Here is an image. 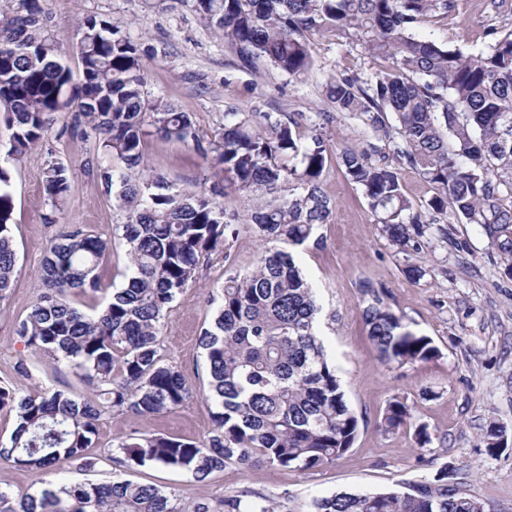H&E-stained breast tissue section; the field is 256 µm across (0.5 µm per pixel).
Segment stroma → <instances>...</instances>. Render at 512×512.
Returning <instances> with one entry per match:
<instances>
[{"label": "stroma", "instance_id": "obj_1", "mask_svg": "<svg viewBox=\"0 0 512 512\" xmlns=\"http://www.w3.org/2000/svg\"><path fill=\"white\" fill-rule=\"evenodd\" d=\"M46 31L53 35L58 55L78 70L75 33L88 15L122 26L145 54V98L163 99L189 113L204 138L224 125V112H281L301 117L303 128L322 125L329 159L321 178L323 192L335 211L318 233L321 248L299 251L297 261L314 283L323 309L335 313V330L326 350L336 366L345 398L360 421L354 446L322 467L295 471L270 465L243 469L231 464L200 481L191 474L148 464L123 472V479L153 484L176 492L186 502H215L243 490L274 500L276 512H310L313 498L335 492H379L433 479L442 464L465 476V488L480 497L489 512H512V449L489 455L480 445L488 417L512 424V279L503 276L497 253L478 225L451 223L447 244L431 241L413 256L398 253L383 235L361 190L344 174L339 155L346 145L372 140L371 130L347 113L327 110L325 85L337 73L372 78L385 69L384 59L366 54L359 45L329 33L311 36L313 68L291 77L267 64L242 65L223 36L211 29L195 0H39ZM512 30V0L492 7L490 0H456L454 12L434 20L425 32L447 40L467 53L484 48L490 29ZM327 119H320V112ZM72 115L56 114L48 135L21 161L10 164L15 209L11 233L18 254V274L7 298L0 302V386L33 392L51 385L77 398L92 391L64 367H53L36 347L20 338L15 326L30 311L41 288L40 274L52 229L43 222L49 206L40 174L51 163L64 164L70 191L61 223L95 229L113 245L99 273L105 284L121 287L128 273L126 248L117 228L122 217L114 209L87 163L96 159L94 141L70 133ZM148 168L178 187L195 191L215 179L202 159L182 144L157 136L144 144ZM263 247L254 234L242 233L230 257L211 256L201 265L196 283L172 303L159 336L160 353L181 370L189 397L171 412L148 416L102 415L99 438L86 449L95 460L91 469L65 464L41 478L33 472L0 462V487L16 494L36 493L44 481L83 483L111 480L102 457L122 435L137 431L197 441L212 426L211 410L203 400L207 382L199 338L209 321L208 300L224 281V261L251 270ZM426 270L409 279L407 263ZM385 288L393 310L432 338L439 354L412 364H386L367 338L362 319L361 280ZM25 362L29 377L17 372ZM399 398L417 422L428 425L432 442L418 448L412 430L386 434L377 421L387 402Z\"/></svg>", "mask_w": 512, "mask_h": 512}]
</instances>
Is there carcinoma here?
I'll use <instances>...</instances> for the list:
<instances>
[{
    "label": "carcinoma",
    "instance_id": "1",
    "mask_svg": "<svg viewBox=\"0 0 512 512\" xmlns=\"http://www.w3.org/2000/svg\"><path fill=\"white\" fill-rule=\"evenodd\" d=\"M208 26L224 36L247 65L263 61L298 77L312 65L308 36L331 32L361 45L390 65L366 82L352 73L332 76L326 99L337 112L359 115L393 144L394 159L416 169L434 189L423 211H412L398 169L372 161L378 147L350 146L345 174L362 191L383 233L400 252L422 249L427 233L448 243L438 217L476 224L512 279V32L476 55L417 29L446 19L455 0H196ZM79 77L58 58L45 34L39 0L0 17V112L12 129L0 164V301L16 275L10 224L14 200L7 164L20 161L48 133L54 116L74 110L71 131L91 133L100 162L91 167L124 217L117 225L130 275L100 309L73 302L102 288L98 272L108 240L85 227L61 224L70 189L67 168L48 165L41 184L51 207L44 223L56 227L41 272V289L17 335L63 364L94 397L78 400L45 386L21 395L0 386V410L15 412L0 459L37 474L69 462L92 468L85 450L98 436L102 414L143 416L172 411L188 397L177 366L163 361L158 336L170 304L196 281L202 260L224 255V284L201 344L208 380L205 401L213 429L196 442L130 433L104 457L117 472L155 464L204 480L235 462L312 470L354 445L359 418L344 398L319 332L314 288L294 253L318 248L333 202L320 178L328 147L319 133L304 137L285 113H224L214 139L200 137L190 114L143 96V52L119 26L86 17L76 30ZM157 135L194 150L251 201V223L224 211L218 186L186 191L146 171L143 145ZM266 244L255 267L229 262L241 231ZM362 318L380 360L404 365L435 358L433 340L411 328L370 280L359 285ZM395 434L414 428L419 447L432 442L425 424L391 399L377 421ZM509 426L490 417L481 442L494 455L507 446ZM5 512H274L250 491L215 504L189 507L156 485L128 480L60 483L17 497ZM312 512H487L466 492L457 469L442 466L430 481L404 490L339 492L313 500Z\"/></svg>",
    "mask_w": 512,
    "mask_h": 512
}]
</instances>
